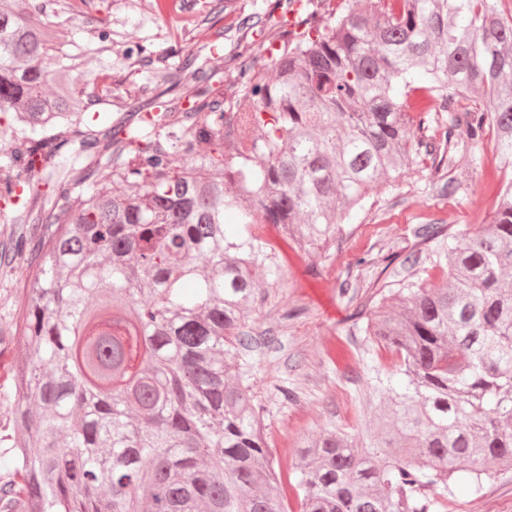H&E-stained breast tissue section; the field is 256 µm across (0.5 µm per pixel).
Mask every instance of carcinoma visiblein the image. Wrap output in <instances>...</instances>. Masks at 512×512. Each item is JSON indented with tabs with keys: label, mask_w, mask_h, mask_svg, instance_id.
Masks as SVG:
<instances>
[{
	"label": "carcinoma",
	"mask_w": 512,
	"mask_h": 512,
	"mask_svg": "<svg viewBox=\"0 0 512 512\" xmlns=\"http://www.w3.org/2000/svg\"><path fill=\"white\" fill-rule=\"evenodd\" d=\"M499 0L330 6L275 40L230 93L185 108L156 88L210 80L194 39L151 74L145 115L91 112L112 28L71 38L69 0L0 6V220L38 225L17 330L13 433L0 437V512H440L512 471V177L489 224H421L366 341L374 369L357 433L327 428L275 469L251 384L247 331L280 276L273 224L295 251L336 239L369 191L412 164L452 194L494 132L512 172V15ZM223 0L198 28L224 38ZM466 138H454V130ZM50 188L28 191L32 177ZM232 213L235 223H225ZM444 270L420 280V253ZM396 303H384L385 292ZM294 495L297 510L286 506Z\"/></svg>",
	"instance_id": "1"
}]
</instances>
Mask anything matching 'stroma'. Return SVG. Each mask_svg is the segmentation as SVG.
Listing matches in <instances>:
<instances>
[{
	"label": "stroma",
	"instance_id": "1",
	"mask_svg": "<svg viewBox=\"0 0 512 512\" xmlns=\"http://www.w3.org/2000/svg\"><path fill=\"white\" fill-rule=\"evenodd\" d=\"M201 0H188L184 16L161 19L150 14L145 0H92L89 17L76 21V40H84L89 25L110 19L123 41L142 43L163 53L183 44L187 24ZM275 0H224L222 23L227 37L222 45L225 85H232L238 64L250 57L268 62L267 45L260 37L236 31L239 15L258 13L270 30L282 22ZM145 70L130 66L122 49L112 54V80L98 85L96 111L132 112L141 104ZM473 153L477 173L461 177L451 197L431 193L435 170L419 165L404 170L393 185L371 191L368 208L359 219L340 224L336 239L311 254L289 252L275 285H263L265 300L253 315L252 384L274 461L290 466L298 437L327 428L355 432L370 390L368 364L392 368L393 355L385 348L363 354L368 308L341 299L337 282L350 278L366 287L388 280L387 258H400L415 244L413 229L426 223L486 224L496 210L495 186L502 179L496 163L493 135H486ZM371 254L373 264L355 266L356 256ZM30 249L15 253L0 266V337L9 339L20 317L19 291L34 271ZM26 353L12 344L0 352V384L6 383L11 363ZM294 392L284 399L283 389ZM448 512H512V471L486 481L479 493L460 490L448 503Z\"/></svg>",
	"mask_w": 512,
	"mask_h": 512
}]
</instances>
